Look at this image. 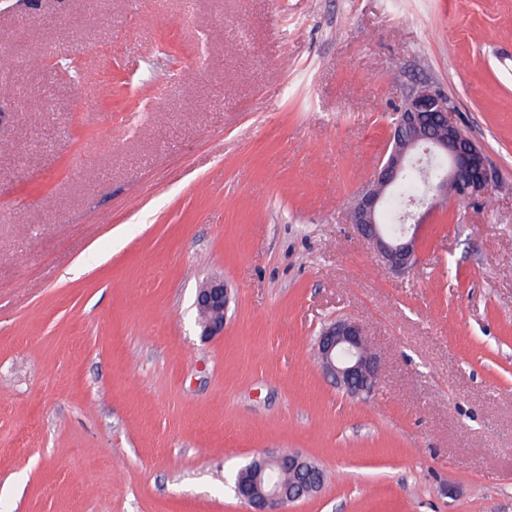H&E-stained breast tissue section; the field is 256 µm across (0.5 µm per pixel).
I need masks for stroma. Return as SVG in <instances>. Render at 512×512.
<instances>
[{
  "label": "stroma",
  "mask_w": 512,
  "mask_h": 512,
  "mask_svg": "<svg viewBox=\"0 0 512 512\" xmlns=\"http://www.w3.org/2000/svg\"><path fill=\"white\" fill-rule=\"evenodd\" d=\"M424 84L491 189L393 271L350 210ZM283 451L325 474L287 512H512V0H0V512H248ZM229 302L224 280L210 279L197 293L202 336H216L224 329V316ZM315 349L324 374L349 395H368L379 383V359L362 324L349 318L324 323Z\"/></svg>",
  "instance_id": "35a3bbf8"
}]
</instances>
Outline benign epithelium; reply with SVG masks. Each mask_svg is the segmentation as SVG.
Returning a JSON list of instances; mask_svg holds the SVG:
<instances>
[{
    "mask_svg": "<svg viewBox=\"0 0 512 512\" xmlns=\"http://www.w3.org/2000/svg\"><path fill=\"white\" fill-rule=\"evenodd\" d=\"M448 97L429 86L412 90L395 123L388 149L367 189L357 198L352 224L370 242L383 261L395 271L410 268L416 260L420 230L426 214L408 213L401 234L391 236L378 224V213L387 191L399 181L410 158L422 144L431 145L430 154L448 159V175L428 183L430 203L417 208L431 210L433 204L453 196L470 198L489 191L490 172L484 149L456 123ZM229 302L224 280L207 281L197 293L202 335L215 336L224 329ZM315 349L324 374L349 395H368L379 383V359L368 346L362 324L349 318L324 323ZM254 475L252 485H236L238 499L250 512H286L288 505L318 492L323 484L322 469L299 453L262 454L248 465ZM286 468L290 484L273 478Z\"/></svg>",
    "mask_w": 512,
    "mask_h": 512,
    "instance_id": "benign-epithelium-1",
    "label": "benign epithelium"
}]
</instances>
